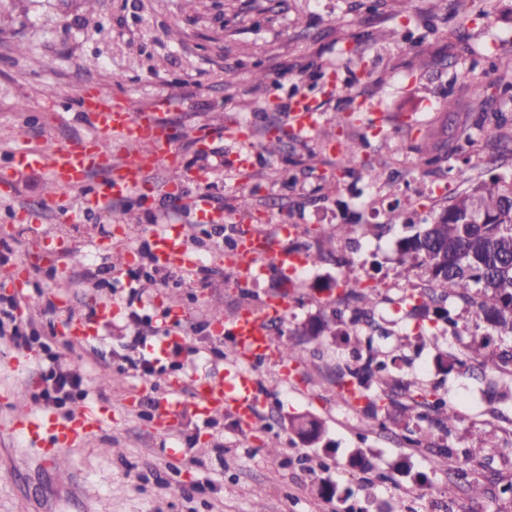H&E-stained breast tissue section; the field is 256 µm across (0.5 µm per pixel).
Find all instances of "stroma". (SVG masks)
<instances>
[{"mask_svg":"<svg viewBox=\"0 0 512 512\" xmlns=\"http://www.w3.org/2000/svg\"><path fill=\"white\" fill-rule=\"evenodd\" d=\"M487 8L462 42L441 0H414L409 11L401 0H0V177L8 184L0 189V241L10 248V266L30 271L28 287L6 281L0 296L21 297L15 316L25 334L34 327L49 333L66 312L84 316L98 302L111 301L113 309L80 347L60 335L48 353L35 342L21 349L0 343V512H512L507 497L449 502L448 466L430 449L406 447L394 427L365 433L359 409L329 379L349 353L339 338L301 343L297 368L287 377L270 359L250 365L258 397L250 425L228 412L204 420L192 409L195 378L220 379L241 365L230 333L216 332V319L228 323L242 308L284 298L287 316L272 325L271 335L278 345L288 344L295 331L331 310L341 253L364 286L379 291L378 312L397 331L383 347L407 357L403 373H418L439 392L454 390L462 418L455 445L491 449L505 462L504 478H512V403H500L502 417L492 419L481 373L439 372L418 319L398 303L423 277L422 268L399 261L398 242L411 225L432 220L453 189L485 172L512 178V167L493 161L483 141L474 144L465 172H456L449 155L473 132L480 113L512 119V96L497 95L493 84L496 66L512 53L503 43L512 34V0H489ZM399 38L405 41L400 49ZM259 68L270 77L265 93L254 88ZM464 70L469 79L456 80ZM331 72L348 85L361 111L355 126L329 122L345 105L326 93ZM86 87L139 108L174 99L163 112L166 131L183 161L201 173L182 187L177 206L163 195L149 203L132 196L113 202L111 212L87 214L81 224L67 223L61 210L46 206L53 192L78 206L80 192L53 189L47 173L18 168L16 148L23 143L48 152L89 134L90 122L77 105ZM299 97L314 102L321 116L316 131L294 139L286 107ZM228 122L248 126L256 139L250 172L217 165L240 148L223 134ZM273 126L285 134L274 154L266 149ZM349 134L365 139L367 158L396 171L393 186L338 178L325 143ZM421 146L446 156L451 174H424L415 164ZM251 187L257 193L250 218L259 231L298 225L302 235L286 239L288 250L321 251L326 261L296 274L271 268L238 280L224 265L234 230L201 223L196 200L203 195L213 209L235 213L240 193ZM394 209L400 218L392 230L371 232ZM173 210L200 270L178 273L137 252ZM129 215L138 227L127 243L137 255L118 270L98 242ZM45 236L73 245L78 260H61L40 247ZM90 270L98 271L103 288L72 287ZM142 270L156 282L134 301L130 292L139 288ZM48 301L54 313H44ZM133 310L175 338L165 348L160 336L146 334L139 352L152 363L150 374L124 359ZM54 360L84 377V403L103 415L104 425L53 464L48 433L23 436L11 422L17 403H33L41 392ZM173 385L182 410L175 430L162 434L149 404ZM302 414L323 425L316 445L291 431V420ZM272 444L277 454L267 453ZM359 450L372 470L350 466ZM328 483L339 488L338 497L323 494Z\"/></svg>","mask_w":512,"mask_h":512,"instance_id":"1","label":"stroma"}]
</instances>
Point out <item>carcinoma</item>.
Returning <instances> with one entry per match:
<instances>
[{
    "label": "carcinoma",
    "instance_id": "1",
    "mask_svg": "<svg viewBox=\"0 0 512 512\" xmlns=\"http://www.w3.org/2000/svg\"><path fill=\"white\" fill-rule=\"evenodd\" d=\"M492 126L485 135L486 146L495 149L509 137L506 121L497 112L483 113L477 125ZM336 155V171L349 176L362 169L371 182L391 181L388 164L373 163L363 158L366 143L353 136L340 141ZM413 232L398 242L401 263L423 268V287L413 288L399 301H415L411 313L426 311L440 298L472 312L475 330L464 352L438 351L437 368L445 373L491 363L500 374L503 390L500 397L512 399V350L497 345V337L512 334V181L501 176L487 180L454 194L432 224L411 225ZM337 287L341 291L331 316L320 319L305 329L307 341L321 342L327 336L343 333L350 345V355L336 364L330 381L337 394L349 399L354 394L362 400V414L368 432L387 429L390 420L401 429L404 444L419 448L427 441L421 423L427 421L446 437L460 422L459 413L447 397L419 387L414 379L394 374L379 341L391 332L374 317L375 292L361 286L359 279L342 275ZM446 328L431 334L430 342L438 345L447 334L461 340L458 318L449 310L435 314ZM302 441L319 439L323 427L316 419L301 418L293 424ZM435 454L448 463V501L465 491L472 500L486 497V485L475 475L490 467L492 453L485 448L459 450L448 444H435Z\"/></svg>",
    "mask_w": 512,
    "mask_h": 512
}]
</instances>
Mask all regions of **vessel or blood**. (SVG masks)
I'll use <instances>...</instances> for the list:
<instances>
[{
	"label": "vessel or blood",
	"instance_id": "1",
	"mask_svg": "<svg viewBox=\"0 0 512 512\" xmlns=\"http://www.w3.org/2000/svg\"><path fill=\"white\" fill-rule=\"evenodd\" d=\"M79 108L93 122L94 133L90 138L60 145L48 155L25 148L17 153L21 165L47 170L51 182L56 185L83 187L91 169L110 168L108 180L101 187L86 190L79 207H64L66 221L70 224L81 223L87 213L107 211L114 200L139 193L152 168L171 156L170 141L156 134L161 124L158 112L133 110L129 104L117 102L102 92L82 95ZM290 112L296 132L305 133L317 127L319 113L306 99L295 100ZM114 140L126 148L125 155L117 163L110 154V143ZM287 232V227L283 226L278 234L263 236L254 225H240L237 248L229 257V264L247 277L254 276L261 259L280 269H295L301 263L300 258L285 249L281 242L282 235ZM154 251L164 266L178 272L193 270L199 264L196 254L187 247L182 227L178 224L163 225L155 232ZM281 316L280 303L273 301L245 308L234 316L230 332L245 366L227 370L219 381L197 379L194 410L198 416L206 419L230 410L241 422H251L256 386L246 365L257 359L279 358L267 324ZM62 334L72 344H83L94 336V323L83 316H67ZM180 406L173 391L166 392L158 401L155 408L158 431L172 432ZM103 423V418L94 409L84 405L62 420L50 418L46 413L35 416L22 408L13 421L14 426L26 427L32 434L42 425H50L56 440L66 449L100 430Z\"/></svg>",
	"mask_w": 512,
	"mask_h": 512
}]
</instances>
